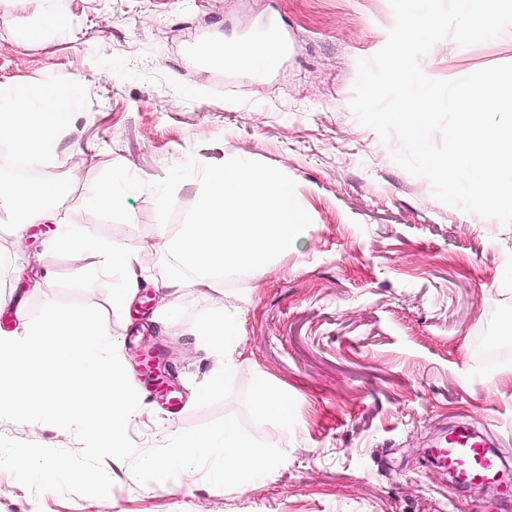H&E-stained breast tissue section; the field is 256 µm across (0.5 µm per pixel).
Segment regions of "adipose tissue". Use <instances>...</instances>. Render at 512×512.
I'll use <instances>...</instances> for the list:
<instances>
[{
    "label": "adipose tissue",
    "instance_id": "1",
    "mask_svg": "<svg viewBox=\"0 0 512 512\" xmlns=\"http://www.w3.org/2000/svg\"><path fill=\"white\" fill-rule=\"evenodd\" d=\"M70 96V85L59 83L24 86L0 97V143L10 147L9 153L0 154V170L11 167L18 158L37 160L53 155L64 120L59 105ZM59 196L57 181L48 175L22 183L0 180V204L14 214L15 234L19 237L28 225L54 222ZM49 247L84 261L86 269L98 276L129 271V278L115 289L114 298L121 303L135 296L139 281L132 273L139 259L122 244L101 243L89 230L70 221L60 226ZM196 334L211 349L224 354L223 369L214 373L203 388L208 394L226 383L237 368L242 336L240 316L235 309L225 308L221 320L201 322Z\"/></svg>",
    "mask_w": 512,
    "mask_h": 512
}]
</instances>
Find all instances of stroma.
<instances>
[{
	"label": "stroma",
	"instance_id": "1",
	"mask_svg": "<svg viewBox=\"0 0 512 512\" xmlns=\"http://www.w3.org/2000/svg\"><path fill=\"white\" fill-rule=\"evenodd\" d=\"M0 26V88L78 83L54 157L30 163L56 178L78 173L61 194L78 222L103 241L140 255L164 279L155 196L126 194L131 220L104 221L81 208L107 168L124 165L147 184L195 158L237 157L273 166L296 184L311 218L296 250L262 275L164 295L140 288L126 308L112 304L111 279L89 276L72 257L49 255L51 225L13 232L0 207V328L24 333L50 301L100 310L140 399L128 434L138 450L225 416L287 452L266 479L219 489L195 470L182 484L139 485L129 462L108 458L106 498L33 495L0 470V512H512V471L473 488L451 482L429 451L452 424L492 438L512 464V226L437 200L430 182L393 159L349 108L357 63L387 42L389 0H69L67 31L26 39L33 0H15ZM279 23L295 43L257 76L200 62L196 44L246 41ZM512 63V29L460 46L433 45L421 67L456 80ZM241 312L239 366L206 398L195 390L222 367L196 336L224 303ZM158 353L179 413L150 398L142 363ZM288 396L287 423L253 408L259 378ZM0 436L79 451L71 432L0 419Z\"/></svg>",
	"mask_w": 512,
	"mask_h": 512
}]
</instances>
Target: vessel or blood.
I'll return each mask as SVG.
<instances>
[{
  "label": "vessel or blood",
  "mask_w": 512,
  "mask_h": 512,
  "mask_svg": "<svg viewBox=\"0 0 512 512\" xmlns=\"http://www.w3.org/2000/svg\"><path fill=\"white\" fill-rule=\"evenodd\" d=\"M144 372L150 382V391L170 408H177L178 402L171 397L169 388L158 380L157 365L153 358H146ZM432 454L462 485L479 484L497 474L496 459L489 452L487 441L464 424L453 425Z\"/></svg>",
  "instance_id": "obj_1"
}]
</instances>
